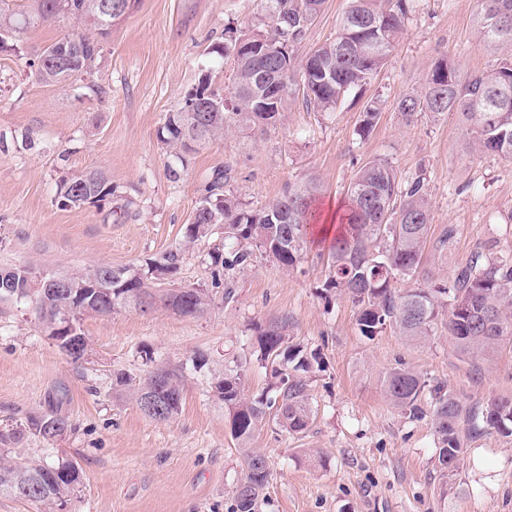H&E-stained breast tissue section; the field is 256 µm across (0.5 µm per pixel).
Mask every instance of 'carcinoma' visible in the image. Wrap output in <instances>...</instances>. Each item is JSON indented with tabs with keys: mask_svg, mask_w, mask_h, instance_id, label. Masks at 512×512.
<instances>
[{
	"mask_svg": "<svg viewBox=\"0 0 512 512\" xmlns=\"http://www.w3.org/2000/svg\"><path fill=\"white\" fill-rule=\"evenodd\" d=\"M272 7L259 19L251 37L260 46L240 47L239 36L227 30L224 46L213 52L233 59L231 87L214 89L206 79L189 93L202 94L206 109L186 111L181 106L165 117L158 140L169 149L191 153L207 140L233 129L265 130L288 111L291 101L302 98L306 109L332 112L348 91L367 82L385 63L403 32L414 0H349L336 36L296 59L295 44L302 41L318 17L324 0H270ZM97 0H0V52L17 50L27 30L58 18L79 21L94 13ZM125 19L119 14L108 25L89 24L62 30L28 65L37 79L62 85L92 69L112 25ZM479 47L511 55L498 66L459 74L450 63L438 64L421 88L402 96L396 110L407 121L419 112H457L467 128L472 149L512 162V0H479L474 17ZM270 100L266 112L255 99ZM234 102L224 108L225 97ZM380 108L373 102L362 112L355 129L366 138L374 129ZM230 180L219 170L206 183L195 220L186 225L189 246L222 230L221 241L210 253L213 289L224 288L225 298L236 274L249 267L256 254L273 259L281 270L298 267L304 236L314 217L320 185L310 178L288 187L285 193L259 209H251L232 192ZM107 175L85 170L60 184L57 201L64 208L97 204L112 196ZM347 208L340 218L342 230L328 253L329 276L322 292L347 296L357 310L362 336L371 339L390 328L411 340H424L446 322L456 351L468 358L488 356L512 336V258L471 259L446 284L432 288L417 283L400 289L395 282L422 272L431 205L424 179L404 181L385 159L373 158L359 168L350 182ZM184 260L181 247L170 249L139 266L98 264L64 275L67 289L44 285L28 287L36 274L25 266L6 269L0 278V301L31 303L48 335L61 334L62 315L83 303L101 315L131 308L143 314L163 306L183 316L196 317L211 304L212 289L194 287L161 289L159 274L176 278ZM154 364L136 384L126 374L115 381L140 402L149 388L159 395L161 408L145 416L167 421L181 410L183 367L158 365L153 352L144 351ZM265 369L266 388L258 395L247 389L253 365ZM323 371L320 358L306 352L288 334V319L269 322L257 330L251 351L234 365L211 374L213 396L224 404L230 434L242 456V477L233 490L232 512H262L270 466L265 455L250 448L255 434L268 423L292 435L304 434L314 421L311 382ZM390 404L412 419L429 418L436 444V466L446 479L463 467L465 439L495 431L512 435V398L495 397L482 403L463 404L447 385L405 366L391 369L384 379ZM27 426L45 440L72 428L58 415L31 416ZM21 432L0 433V473L13 476L11 489L0 494L53 508L80 483L73 461L45 464L35 458L16 460L4 455L5 446L19 442Z\"/></svg>",
	"mask_w": 512,
	"mask_h": 512,
	"instance_id": "1",
	"label": "carcinoma"
}]
</instances>
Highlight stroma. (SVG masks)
Returning a JSON list of instances; mask_svg holds the SVG:
<instances>
[{
	"label": "stroma",
	"instance_id": "obj_1",
	"mask_svg": "<svg viewBox=\"0 0 512 512\" xmlns=\"http://www.w3.org/2000/svg\"><path fill=\"white\" fill-rule=\"evenodd\" d=\"M348 0H325L294 49L304 57L334 36ZM477 0H417L384 66L335 111L290 104L266 132H232L181 157L157 130L177 111L201 73L229 84L230 62L213 54L227 28L255 27L261 0H137L115 24L92 72L60 87L41 83L28 65L62 24L27 31L19 52L0 54V267L45 274L108 263L142 265L181 244L185 224L213 171L229 169L228 190L256 209L288 186L317 178L320 201L340 207L368 159L380 157L402 179L425 177L432 223L423 270L452 279L478 250L512 257V164L467 145L457 114L421 112L405 121L397 101L420 88L436 64L467 74L496 65L481 51L472 18ZM377 102L380 119L367 138L356 125ZM104 170L111 200L61 208V180ZM448 246H439L445 231ZM304 258L283 273L257 257L237 274L234 296L214 295L209 309L186 317L166 308L84 317V360H71L43 331L29 303L0 302V431L24 429L16 452L53 464L70 458L81 482L67 512H230L240 477L238 446L224 407L209 387L213 371L247 354L256 330L288 317L295 342L317 352L323 372L311 387L315 420L302 435L266 426L252 448L270 463L263 512H512V437L470 438L453 490L442 494L428 420L412 419L383 393L385 374L402 363L446 382L465 404L512 397V341L489 356H459L445 326L423 341L386 330L361 336L352 303L324 296L329 244L307 229ZM213 240L185 254L175 287L211 284ZM182 366L179 415L160 422L114 388L116 372L147 370L140 353ZM204 366L193 364L196 353ZM60 414L74 429L49 444L26 432L28 417ZM322 453L305 457V449Z\"/></svg>",
	"mask_w": 512,
	"mask_h": 512
}]
</instances>
